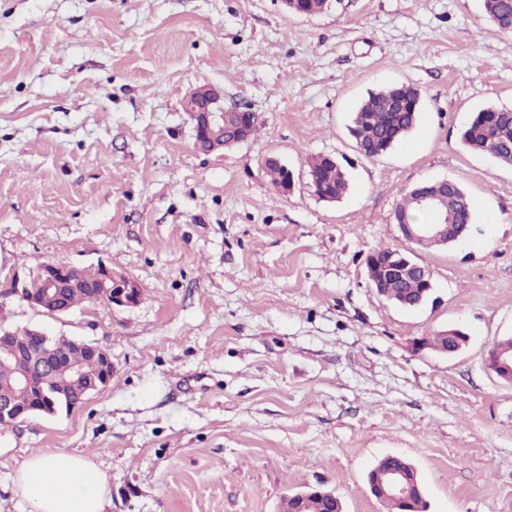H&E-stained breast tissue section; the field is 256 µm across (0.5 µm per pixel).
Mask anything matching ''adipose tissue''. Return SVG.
Instances as JSON below:
<instances>
[{
  "instance_id": "1",
  "label": "adipose tissue",
  "mask_w": 512,
  "mask_h": 512,
  "mask_svg": "<svg viewBox=\"0 0 512 512\" xmlns=\"http://www.w3.org/2000/svg\"><path fill=\"white\" fill-rule=\"evenodd\" d=\"M15 485L31 512H106L110 502L107 476L91 460L65 452L26 454Z\"/></svg>"
}]
</instances>
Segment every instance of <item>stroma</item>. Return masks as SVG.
<instances>
[{
  "instance_id": "1",
  "label": "stroma",
  "mask_w": 512,
  "mask_h": 512,
  "mask_svg": "<svg viewBox=\"0 0 512 512\" xmlns=\"http://www.w3.org/2000/svg\"><path fill=\"white\" fill-rule=\"evenodd\" d=\"M202 83L255 113L247 141L197 148L182 100ZM390 83L418 89L420 119L368 158L351 117ZM490 105L512 108V33L482 0H0V327L113 366L73 411L0 428V512H30L25 453L59 449L106 473L110 512H278L316 487L383 512L366 475L387 454L414 464L428 512H512V385L485 365L512 335V165L459 139ZM320 154L348 171L338 201L308 183ZM441 179L475 219L417 249L433 295L402 308L364 260L399 245L406 190ZM49 262L110 267L142 300L59 314L12 294ZM446 329L463 351H415ZM269 163L264 169V173L268 178L270 184L279 192H282L283 182H284V173L282 169L278 166L273 165L271 163H276L280 167L284 168L288 174L287 180L284 184V192L288 193L292 190L294 184V175L293 172L288 168L287 165L283 164L279 158L271 156L265 160V163Z\"/></svg>"
}]
</instances>
